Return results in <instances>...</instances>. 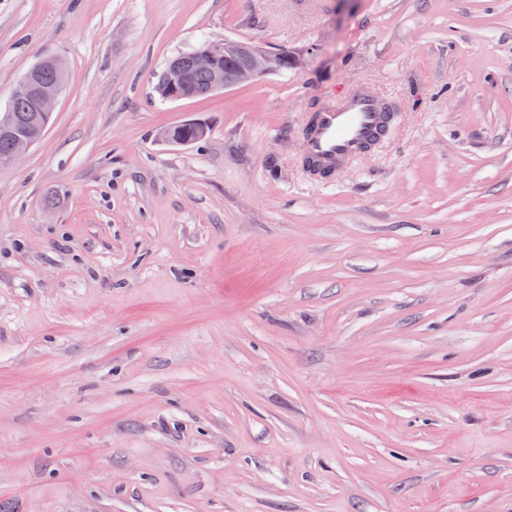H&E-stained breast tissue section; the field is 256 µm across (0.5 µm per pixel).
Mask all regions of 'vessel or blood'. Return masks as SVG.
<instances>
[{
    "label": "vessel or blood",
    "instance_id": "1",
    "mask_svg": "<svg viewBox=\"0 0 512 512\" xmlns=\"http://www.w3.org/2000/svg\"><path fill=\"white\" fill-rule=\"evenodd\" d=\"M386 123V105L365 87L313 113L305 148L310 173L331 179L381 135Z\"/></svg>",
    "mask_w": 512,
    "mask_h": 512
}]
</instances>
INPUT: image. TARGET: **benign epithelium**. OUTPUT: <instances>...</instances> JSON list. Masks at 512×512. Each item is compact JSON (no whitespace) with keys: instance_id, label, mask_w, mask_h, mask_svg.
I'll return each mask as SVG.
<instances>
[{"instance_id":"1","label":"benign epithelium","mask_w":512,"mask_h":512,"mask_svg":"<svg viewBox=\"0 0 512 512\" xmlns=\"http://www.w3.org/2000/svg\"><path fill=\"white\" fill-rule=\"evenodd\" d=\"M229 52L239 54L242 59L230 83L225 81L224 70L217 65V61ZM277 58L279 55L271 54L259 46L237 44L225 37L209 41L205 47L187 57L173 59L170 70L178 76L181 84L186 83L189 72H208L211 76L210 91L214 92L273 73L276 71ZM46 67L59 68L61 62L51 57L40 60L20 76L11 93L12 100L30 102L32 111L35 112L34 123L29 130L16 131L11 127L9 117L0 120V135L10 137L14 143L11 151L0 155V167L18 161L43 136L47 128L48 120L60 97V89L54 84L40 81V75Z\"/></svg>"}]
</instances>
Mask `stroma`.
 <instances>
[{
  "label": "stroma",
  "mask_w": 512,
  "mask_h": 512,
  "mask_svg": "<svg viewBox=\"0 0 512 512\" xmlns=\"http://www.w3.org/2000/svg\"><path fill=\"white\" fill-rule=\"evenodd\" d=\"M224 36L301 63L155 95ZM46 56L0 167V512H512V0H0V106ZM364 83L387 133L314 180ZM60 60L56 58H44L26 70L19 78L16 87L10 96V102L4 110H9L12 122L16 127H23L27 124L32 112H35L32 128L26 131H15L10 124L9 117L5 116L0 120V154L8 151L13 143V149L0 155V167L7 166L18 161L30 148L43 136L48 120L52 116L57 101L60 97V89L57 85L47 84L60 82L62 90L65 83L64 70L57 72L53 69L45 70L46 67L60 68ZM15 100L16 102H11ZM28 100L30 102L27 103ZM32 107V112H28ZM387 112L366 87L356 88L341 103L313 112L305 134L308 171L319 179H331L381 135Z\"/></svg>",
  "instance_id": "1"
}]
</instances>
